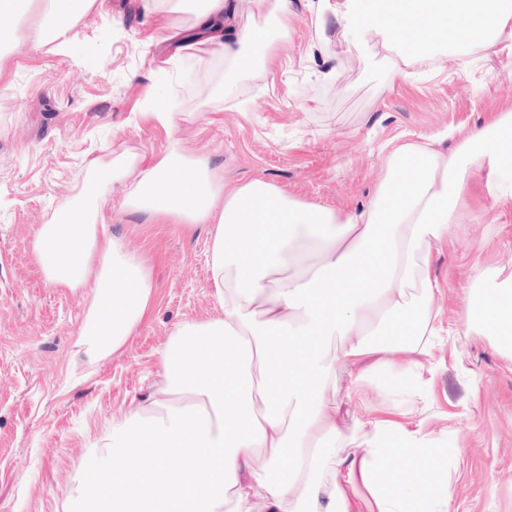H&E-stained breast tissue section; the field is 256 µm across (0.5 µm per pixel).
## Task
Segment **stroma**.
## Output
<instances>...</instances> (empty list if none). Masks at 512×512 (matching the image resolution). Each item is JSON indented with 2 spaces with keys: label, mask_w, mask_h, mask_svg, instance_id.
I'll use <instances>...</instances> for the list:
<instances>
[{
  "label": "stroma",
  "mask_w": 512,
  "mask_h": 512,
  "mask_svg": "<svg viewBox=\"0 0 512 512\" xmlns=\"http://www.w3.org/2000/svg\"><path fill=\"white\" fill-rule=\"evenodd\" d=\"M292 33L266 78H245L244 101L216 98L227 64L181 77L191 39L167 30L151 0H100L69 32L70 48H19L0 80V512H63L87 445L112 418L152 391L174 327L219 311L209 283L207 225L186 229L121 208L108 230L153 271L151 307L111 356L89 363L75 342L89 304L46 281L34 251L40 224L81 190L87 161L125 152L154 165L170 134L143 115L154 95L172 99L178 137L223 166L232 184L254 179L288 196L353 212L367 206L385 146L444 137L512 111L506 57L475 55L461 67L404 78L385 54L334 32L316 46V15L292 0ZM341 62L340 84L322 81ZM465 197L475 218L433 247L443 332L430 387L365 385L351 413L421 427L432 447L458 449L446 469L456 512H512V353L492 337L465 334L470 292L512 273V198L489 196L485 176Z\"/></svg>",
  "instance_id": "obj_1"
}]
</instances>
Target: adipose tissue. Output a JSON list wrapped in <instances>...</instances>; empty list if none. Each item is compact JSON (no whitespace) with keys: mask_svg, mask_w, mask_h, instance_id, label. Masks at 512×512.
Returning a JSON list of instances; mask_svg holds the SVG:
<instances>
[{"mask_svg":"<svg viewBox=\"0 0 512 512\" xmlns=\"http://www.w3.org/2000/svg\"><path fill=\"white\" fill-rule=\"evenodd\" d=\"M277 20L222 37L226 0H160L169 27L191 13L210 33L206 56L230 66L219 93L266 74L294 13L288 0H247ZM96 0H0V15L40 6L37 38L12 47L66 52L67 35ZM318 26L362 45L397 50L407 68L479 50L512 61V0H324ZM80 202L65 201L34 239L48 282L89 289L76 341L96 361L119 350L154 294L152 271L108 233L114 186L124 208L187 228L209 225L208 264L220 315L178 324L160 354L146 402L108 422L72 476L65 512H354L364 485L378 512H452V494L421 430L392 421L340 426L336 369L350 383L426 385L441 313L429 255L452 225L470 220L469 180L488 174L492 197L512 198V112L442 150L434 140L392 145L370 204L343 213L285 195L260 179L229 186L182 139L153 166L128 154L91 161ZM468 330L512 351V275L469 306ZM289 466H282V458Z\"/></svg>","mask_w":512,"mask_h":512,"instance_id":"obj_1","label":"adipose tissue"}]
</instances>
